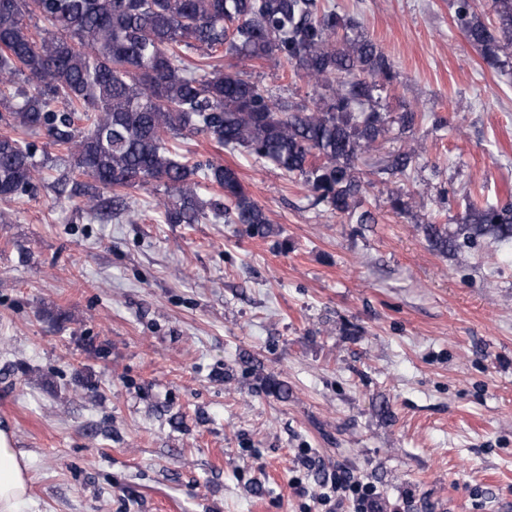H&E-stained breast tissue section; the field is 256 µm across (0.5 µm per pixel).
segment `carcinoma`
I'll return each instance as SVG.
<instances>
[{
    "instance_id": "carcinoma-1",
    "label": "carcinoma",
    "mask_w": 512,
    "mask_h": 512,
    "mask_svg": "<svg viewBox=\"0 0 512 512\" xmlns=\"http://www.w3.org/2000/svg\"><path fill=\"white\" fill-rule=\"evenodd\" d=\"M493 18L456 0L455 21L490 65L512 48V0H491ZM47 25L31 30V21ZM274 59L307 82L314 97L295 105L253 81L238 65ZM200 52L193 64L187 53ZM393 64L352 18L322 0H0V197L32 195L42 181L31 148L18 134L42 131L66 146L74 168L92 179L79 205L97 212L103 195L130 215L131 191L164 187L168 224H197L211 209L251 236L272 233L265 208L236 169L218 160L190 162L170 138L201 134L301 179L313 203L373 224L357 202L370 182L357 166L389 131L379 91L393 82ZM395 118L412 131L422 113L401 102ZM418 156L407 147L387 170L405 176ZM223 201L200 197L199 179ZM440 253L461 241L512 242V204L471 203L455 230L426 224Z\"/></svg>"
}]
</instances>
